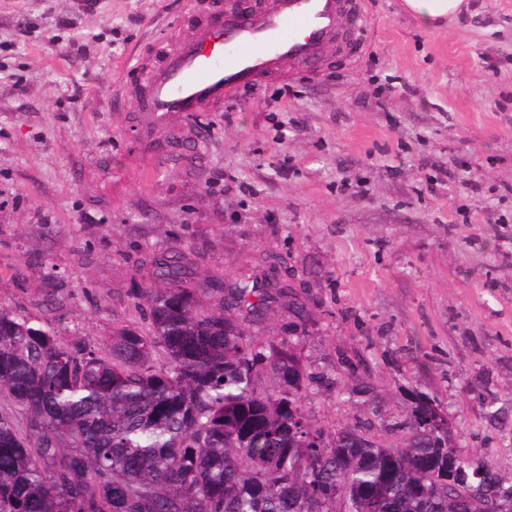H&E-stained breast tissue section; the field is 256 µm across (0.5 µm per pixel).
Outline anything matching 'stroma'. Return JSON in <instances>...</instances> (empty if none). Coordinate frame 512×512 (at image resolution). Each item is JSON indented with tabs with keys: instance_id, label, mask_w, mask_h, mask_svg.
I'll list each match as a JSON object with an SVG mask.
<instances>
[{
	"instance_id": "obj_1",
	"label": "stroma",
	"mask_w": 512,
	"mask_h": 512,
	"mask_svg": "<svg viewBox=\"0 0 512 512\" xmlns=\"http://www.w3.org/2000/svg\"><path fill=\"white\" fill-rule=\"evenodd\" d=\"M402 2L365 0L357 56L160 120L129 61L190 33L185 0H0V308L106 345L148 328L144 252L227 275L272 252L336 380L315 424L390 443L422 395L512 474V0L431 29Z\"/></svg>"
}]
</instances>
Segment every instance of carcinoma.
Here are the masks:
<instances>
[{"mask_svg": "<svg viewBox=\"0 0 512 512\" xmlns=\"http://www.w3.org/2000/svg\"><path fill=\"white\" fill-rule=\"evenodd\" d=\"M139 272L148 330L106 346L0 309V394L26 416L23 430L0 416V512H512V482L487 459L466 492L448 486L476 458L448 454L455 435L428 404L389 445L311 422L306 389L332 381L301 362L308 298L282 257L221 277L175 243ZM275 308L295 335L252 342Z\"/></svg>", "mask_w": 512, "mask_h": 512, "instance_id": "carcinoma-1", "label": "carcinoma"}]
</instances>
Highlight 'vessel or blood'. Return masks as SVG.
Here are the masks:
<instances>
[{"instance_id":"b4317fda","label":"vessel or blood","mask_w":512,"mask_h":512,"mask_svg":"<svg viewBox=\"0 0 512 512\" xmlns=\"http://www.w3.org/2000/svg\"><path fill=\"white\" fill-rule=\"evenodd\" d=\"M348 29L362 30L350 0H274L242 10L219 2L161 64L137 57L147 109L162 117L203 111L281 63L311 68L323 44Z\"/></svg>"}]
</instances>
